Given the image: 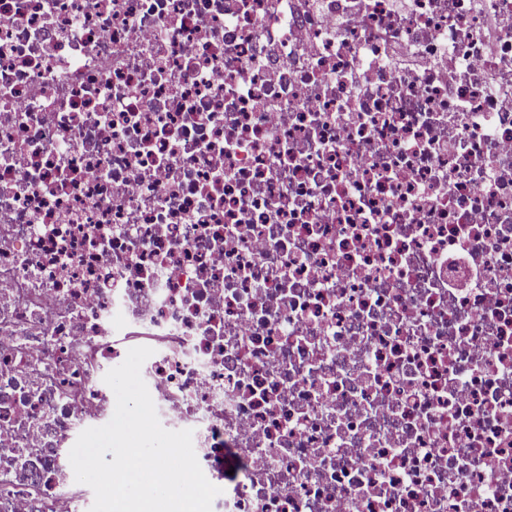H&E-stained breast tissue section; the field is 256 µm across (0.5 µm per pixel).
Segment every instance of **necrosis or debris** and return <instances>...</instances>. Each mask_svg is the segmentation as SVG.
<instances>
[{"label": "necrosis or debris", "instance_id": "necrosis-or-debris-1", "mask_svg": "<svg viewBox=\"0 0 512 512\" xmlns=\"http://www.w3.org/2000/svg\"><path fill=\"white\" fill-rule=\"evenodd\" d=\"M269 3L0 0V512L126 332L212 512H512V0Z\"/></svg>", "mask_w": 512, "mask_h": 512}]
</instances>
